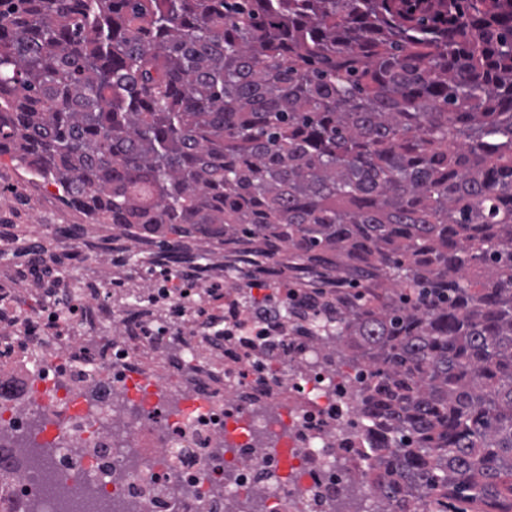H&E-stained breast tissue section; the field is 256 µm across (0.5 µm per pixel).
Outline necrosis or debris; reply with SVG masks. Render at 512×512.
<instances>
[{
	"label": "necrosis or debris",
	"instance_id": "4bbe7bcc",
	"mask_svg": "<svg viewBox=\"0 0 512 512\" xmlns=\"http://www.w3.org/2000/svg\"><path fill=\"white\" fill-rule=\"evenodd\" d=\"M112 281L146 301L73 291L61 308L38 288L0 290V438L81 442L52 467L70 477L68 512H342L372 494L353 426L357 377L337 368L309 321L288 318L286 279L207 288L138 268ZM136 462L117 467L115 439ZM178 472L190 493L168 492ZM224 483L221 500L209 494Z\"/></svg>",
	"mask_w": 512,
	"mask_h": 512
}]
</instances>
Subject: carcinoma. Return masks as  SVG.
<instances>
[{"label":"carcinoma","instance_id":"1","mask_svg":"<svg viewBox=\"0 0 512 512\" xmlns=\"http://www.w3.org/2000/svg\"><path fill=\"white\" fill-rule=\"evenodd\" d=\"M3 155L122 264L334 296L369 512H512V0H0Z\"/></svg>","mask_w":512,"mask_h":512}]
</instances>
